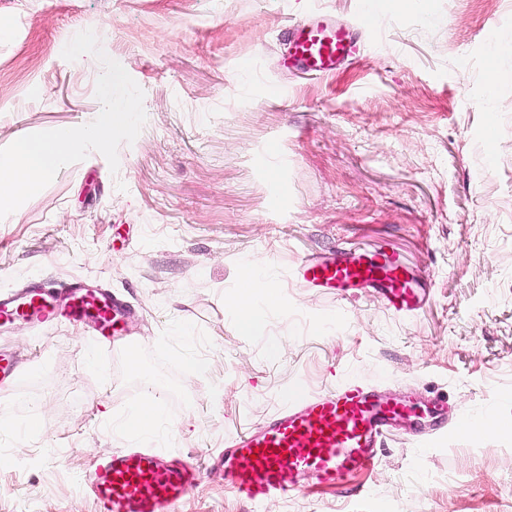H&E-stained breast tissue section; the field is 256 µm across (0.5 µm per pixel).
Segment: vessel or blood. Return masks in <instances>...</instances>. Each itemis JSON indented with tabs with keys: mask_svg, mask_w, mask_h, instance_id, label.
Listing matches in <instances>:
<instances>
[{
	"mask_svg": "<svg viewBox=\"0 0 512 512\" xmlns=\"http://www.w3.org/2000/svg\"><path fill=\"white\" fill-rule=\"evenodd\" d=\"M354 48L349 27L323 19L292 30L287 62L321 76L348 61ZM297 279L304 287L329 288L339 295L373 289L403 316L418 310L426 296L423 278L387 250L309 258L298 266ZM123 312V305L105 291L79 280L55 286L33 281L20 292L0 294V325L22 319L48 327L89 316L103 334L117 330ZM414 411L411 402L382 396L355 378L317 394L291 393L261 431L228 441L224 478L234 493L262 512L269 500L296 490L303 478L332 485L373 466L393 425ZM199 477L198 469L173 463L158 448L113 454L88 475L104 512H166Z\"/></svg>",
	"mask_w": 512,
	"mask_h": 512,
	"instance_id": "obj_1",
	"label": "vessel or blood"
}]
</instances>
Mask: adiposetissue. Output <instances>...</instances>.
<instances>
[{
	"mask_svg": "<svg viewBox=\"0 0 512 512\" xmlns=\"http://www.w3.org/2000/svg\"><path fill=\"white\" fill-rule=\"evenodd\" d=\"M135 119L132 105L108 108L82 131L59 127L38 137L22 139L6 153H0V214L13 212L21 197L35 190L55 173L78 139L98 146H109L116 135L133 132ZM243 287L228 300L238 315V323L246 335H257L266 326V310L278 305L279 297L270 281L253 266H243Z\"/></svg>",
	"mask_w": 512,
	"mask_h": 512,
	"instance_id": "1",
	"label": "adipose tissue"
}]
</instances>
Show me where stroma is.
<instances>
[{
  "label": "stroma",
  "instance_id": "stroma-1",
  "mask_svg": "<svg viewBox=\"0 0 512 512\" xmlns=\"http://www.w3.org/2000/svg\"><path fill=\"white\" fill-rule=\"evenodd\" d=\"M323 15L360 53L327 78L284 67L287 28ZM497 38L512 0H0V153L85 126L104 91L136 104L135 133L80 144L0 215V290L85 279L129 307L104 354L87 318L0 331L22 367L0 383V512H103L86 474L152 444L201 471L170 512H257L225 487L226 440L351 377L422 409L443 398L442 428L402 421L371 471L303 480L264 512H512V56L488 76ZM349 248L420 273L418 313L296 281L302 259ZM247 262L280 296L260 336L227 305ZM151 384L162 434L113 429ZM459 413L502 426L469 434ZM34 416L38 437L17 431Z\"/></svg>",
  "mask_w": 512,
  "mask_h": 512
}]
</instances>
